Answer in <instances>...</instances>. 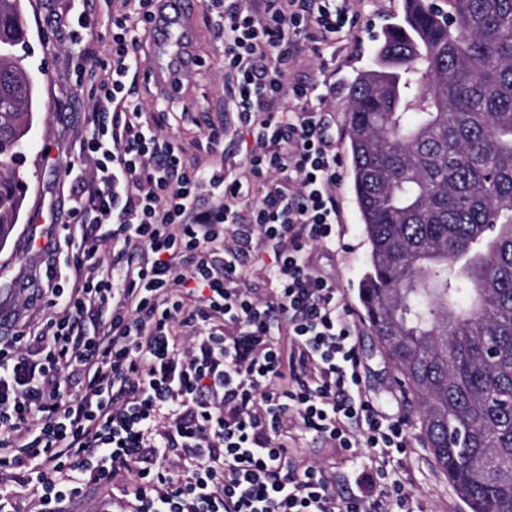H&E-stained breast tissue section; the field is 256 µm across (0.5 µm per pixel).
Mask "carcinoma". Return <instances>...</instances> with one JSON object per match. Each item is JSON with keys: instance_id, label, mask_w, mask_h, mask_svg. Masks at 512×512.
Listing matches in <instances>:
<instances>
[{"instance_id": "obj_1", "label": "carcinoma", "mask_w": 512, "mask_h": 512, "mask_svg": "<svg viewBox=\"0 0 512 512\" xmlns=\"http://www.w3.org/2000/svg\"><path fill=\"white\" fill-rule=\"evenodd\" d=\"M23 17L0 0V243L38 108ZM349 96L369 325L457 495L512 512V0H406Z\"/></svg>"}]
</instances>
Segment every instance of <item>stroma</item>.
<instances>
[{
  "mask_svg": "<svg viewBox=\"0 0 512 512\" xmlns=\"http://www.w3.org/2000/svg\"><path fill=\"white\" fill-rule=\"evenodd\" d=\"M22 6L28 25L25 63L38 85L39 108L24 151L22 171L28 185L25 204L11 235L0 247V333L5 335L50 315L44 279L48 258H56L62 270L73 261L70 251L56 254L51 246L72 225L71 183L66 172L71 166L85 163L80 144L93 99L90 83L77 77L70 55L80 50L91 60L107 61L112 39L111 0H22ZM354 7L358 22L347 36L337 38L336 55L328 67H321L319 60L310 56L298 72L303 80L323 79L331 85L325 110L336 132L340 160L336 193L343 210L334 259L336 286L352 307L359 332L357 345L373 396L388 412L404 417L411 425L409 435L414 448L409 488L419 512H469L414 428L415 404L395 392L393 372L380 354L360 301L359 285L367 268L370 244L350 176L346 137L349 86L358 73L372 67L382 30L402 17L404 0H354ZM77 11L86 12L90 25L82 32L81 45L74 47L64 42L54 19ZM214 27V14L200 7L194 40L196 64L177 98L157 99L152 84L142 79L135 88L149 122L157 123L179 143L189 163H212L203 135L210 124L224 118V43L216 38Z\"/></svg>",
  "mask_w": 512,
  "mask_h": 512,
  "instance_id": "obj_1",
  "label": "stroma"
}]
</instances>
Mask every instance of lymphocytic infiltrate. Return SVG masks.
Masks as SVG:
<instances>
[{
  "label": "lymphocytic infiltrate",
  "instance_id": "obj_1",
  "mask_svg": "<svg viewBox=\"0 0 512 512\" xmlns=\"http://www.w3.org/2000/svg\"><path fill=\"white\" fill-rule=\"evenodd\" d=\"M117 2L108 62L78 66L94 91L93 170L72 179L84 249L55 314L0 339V512L19 487L60 512L81 481L118 477L136 512H416L406 421L372 399L352 310L313 256L336 252L339 158L326 85L294 73L333 57L351 0H208L228 101L204 138L220 156L240 136L234 173L187 164L144 122L127 82L152 0ZM254 243L271 258L260 288ZM309 436L365 459L360 494L303 458Z\"/></svg>",
  "mask_w": 512,
  "mask_h": 512
}]
</instances>
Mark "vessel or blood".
<instances>
[{
	"instance_id": "vessel-or-blood-1",
	"label": "vessel or blood",
	"mask_w": 512,
	"mask_h": 512,
	"mask_svg": "<svg viewBox=\"0 0 512 512\" xmlns=\"http://www.w3.org/2000/svg\"><path fill=\"white\" fill-rule=\"evenodd\" d=\"M194 0H156L150 23L157 63L149 77L159 98L168 99L178 91L195 58L190 48L194 32Z\"/></svg>"
}]
</instances>
